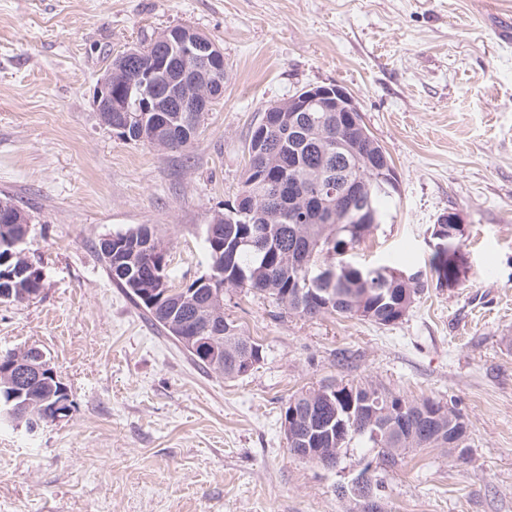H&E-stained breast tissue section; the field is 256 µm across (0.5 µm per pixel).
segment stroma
Segmentation results:
<instances>
[{"mask_svg":"<svg viewBox=\"0 0 512 512\" xmlns=\"http://www.w3.org/2000/svg\"><path fill=\"white\" fill-rule=\"evenodd\" d=\"M512 0H0V195L30 216L38 297L0 302V353L35 346L70 390L62 420L0 424V512H360L339 495L364 465L382 512H512ZM173 25L224 52V96L185 151L125 142L98 120L96 80ZM335 84L390 156L387 223L350 258L428 272L431 230L464 222L469 278L428 288L380 326L286 314L243 288L224 317L263 346L247 375L196 365L117 288L96 246L141 225L182 287L208 274L212 215L236 200L272 103ZM371 382L463 416L469 455L351 448L292 456L294 394Z\"/></svg>","mask_w":512,"mask_h":512,"instance_id":"1","label":"stroma"}]
</instances>
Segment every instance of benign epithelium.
Masks as SVG:
<instances>
[{
    "mask_svg": "<svg viewBox=\"0 0 512 512\" xmlns=\"http://www.w3.org/2000/svg\"><path fill=\"white\" fill-rule=\"evenodd\" d=\"M155 67L135 70L128 58L140 55L143 48L133 47L119 56L94 88L93 104L101 124L124 140L159 144L175 130L192 135L200 128L214 100L224 94V52L199 31L175 25L155 36L151 45ZM121 119L112 120V113ZM310 112H359L354 101L336 85L305 87L286 102L266 110L273 125L288 120L293 127ZM448 231L436 228L431 234L432 251L445 256L459 253L464 225L451 213L441 218ZM28 231H0V246L7 255L31 264L27 250ZM45 357L22 366L16 375L42 377Z\"/></svg>",
    "mask_w": 512,
    "mask_h": 512,
    "instance_id": "7a95c632",
    "label": "benign epithelium"
}]
</instances>
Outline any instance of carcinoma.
Listing matches in <instances>:
<instances>
[{
  "mask_svg": "<svg viewBox=\"0 0 512 512\" xmlns=\"http://www.w3.org/2000/svg\"><path fill=\"white\" fill-rule=\"evenodd\" d=\"M269 142L267 153H254L260 139ZM248 167L244 174L241 194L256 199L254 215L240 214L242 205L223 213L224 237L215 242L204 236V246L211 258L218 280L215 284L197 285L192 281L183 288L166 286L155 294L157 301L147 303L140 291L145 282L155 280L157 262L165 260L157 235H152L159 249L157 262L143 255L141 225L112 235V250H98L112 283L123 288L145 317L175 341L198 365L220 372L226 377L244 375L240 369L246 356L259 362L262 345L242 335L238 327L221 318L206 320L197 307L211 299L226 286L248 288L264 295L290 314L317 318L325 314L359 317L381 326L401 321V300L407 285L393 276L397 268L391 265L365 266L347 260L370 235L376 225L352 224L343 215V208L334 207L335 219L325 222L326 208L320 186L332 185L338 190L336 176L371 195L373 208L381 218L388 216L386 205L392 195L379 189L394 168L385 167L382 146L365 137L359 130L342 122L314 126L303 122L301 130H288L283 121L277 129L264 131L259 124L248 143ZM282 187V203L271 208L266 204L264 189ZM299 250L308 257L310 266L329 264L334 278L323 283L306 284L304 273L288 264V254ZM431 276L413 285L412 295H420L430 284L442 288L456 275L457 261L448 257L430 260ZM8 289L5 302L20 303L38 296L43 289L38 267H21L19 262L0 261V288ZM203 336L216 346L223 356L214 359L202 347L190 344L189 338ZM26 359L22 351L0 354V401L15 397L17 422L27 429L55 419V404L64 382L53 378H29L10 384V367ZM296 407L285 408L284 430L295 437L288 446L291 455L306 458V448H373L386 465L411 448H446L448 441L455 447H466L467 425L457 432L460 415H436L440 403L429 398L409 399L371 385L351 384L349 388L332 390L328 386L309 389L294 395ZM379 404L391 409L384 419L380 434L370 425L369 409Z\"/></svg>",
  "mask_w": 512,
  "mask_h": 512,
  "instance_id": "carcinoma-1",
  "label": "carcinoma"
}]
</instances>
